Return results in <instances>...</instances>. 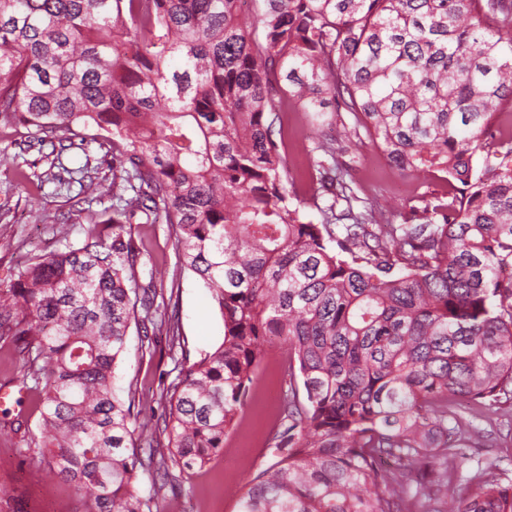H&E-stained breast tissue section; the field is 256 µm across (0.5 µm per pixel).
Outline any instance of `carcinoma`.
<instances>
[{"instance_id":"1","label":"carcinoma","mask_w":512,"mask_h":512,"mask_svg":"<svg viewBox=\"0 0 512 512\" xmlns=\"http://www.w3.org/2000/svg\"><path fill=\"white\" fill-rule=\"evenodd\" d=\"M239 2L0 0V121L35 128L30 148L93 129L112 153L108 187L84 172L112 198V233L89 217L75 245L61 224L64 249L0 284V338L42 393L40 437L19 453L48 449L95 512H154L224 448L276 341L278 460L238 512H512V478L491 464L448 497L476 435L461 411L512 398V0H262L251 24ZM290 102L401 171L444 173L452 202L414 224L381 223L379 205L306 219L318 196L290 201L272 137ZM316 150L351 202L334 141ZM161 214L224 325L165 397L167 453L112 383L131 325L180 345L176 309L138 274L146 249L124 236Z\"/></svg>"}]
</instances>
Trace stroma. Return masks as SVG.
<instances>
[{
	"label": "stroma",
	"instance_id": "obj_1",
	"mask_svg": "<svg viewBox=\"0 0 512 512\" xmlns=\"http://www.w3.org/2000/svg\"><path fill=\"white\" fill-rule=\"evenodd\" d=\"M327 133L310 124L296 104L282 111L281 123L274 128V139L283 143L287 166L294 183L290 193L300 198L319 194L321 205L336 204L338 209L378 203L386 207L391 224L404 223L411 208L447 199V182L439 173H407L392 167L370 143H351L342 156L355 182L352 203L334 202L332 194L319 191L311 175L321 155L315 143ZM34 131L22 124L0 123V283H7L15 266L30 257L59 249L54 226L61 220L71 225V241L83 236L84 217L69 216L70 199L80 191L78 183L58 185L55 175L91 162L102 178L112 172L104 165L105 154L98 143L86 150L55 153L52 146L28 149ZM136 244L151 255L149 265L140 268L141 277H154L164 294L172 295L179 317L180 337L190 360L212 351L221 341L223 325L211 294L194 276L181 269L180 253L171 229L164 224H135L130 228ZM137 330H130L127 352L116 369L114 385L120 395L135 391L141 420L161 413L164 388L178 383L184 363L173 360L166 336H159L153 351L142 352ZM279 344H270L259 378L240 415L236 427L224 440V448L199 471L185 477L183 489L168 494L158 504L159 512H238L242 486L258 470L272 465L275 454L267 444L268 434L278 419L277 393L283 387V370L277 357ZM27 372L25 358L14 345L0 339V387L21 391L19 402L0 406V512H93V505L75 487L63 483L49 469H35L33 460L19 450L39 433L41 395L35 389H22ZM487 438L474 445L471 459L452 477L455 491L465 492V476L478 464L493 462L512 467V400L501 403L496 413L481 420Z\"/></svg>",
	"mask_w": 512,
	"mask_h": 512
}]
</instances>
